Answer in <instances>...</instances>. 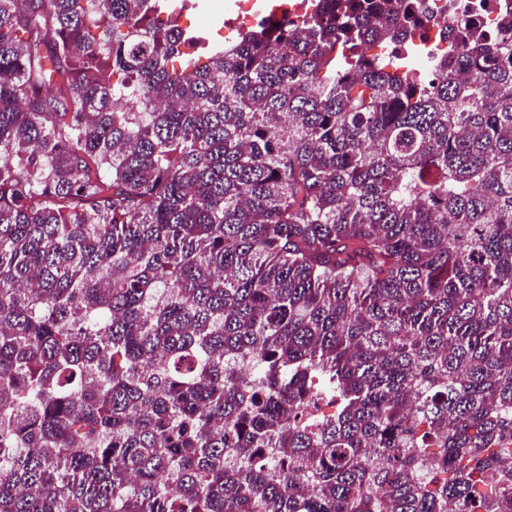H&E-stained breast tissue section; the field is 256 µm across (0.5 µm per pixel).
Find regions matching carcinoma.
<instances>
[{
  "label": "carcinoma",
  "instance_id": "1",
  "mask_svg": "<svg viewBox=\"0 0 512 512\" xmlns=\"http://www.w3.org/2000/svg\"><path fill=\"white\" fill-rule=\"evenodd\" d=\"M193 8L0 0V512H512V9ZM466 1L463 3H479L481 8L472 13V15L480 21V23L488 30L495 29V22L498 13L502 7L511 8L512 2L510 0H456Z\"/></svg>",
  "mask_w": 512,
  "mask_h": 512
}]
</instances>
